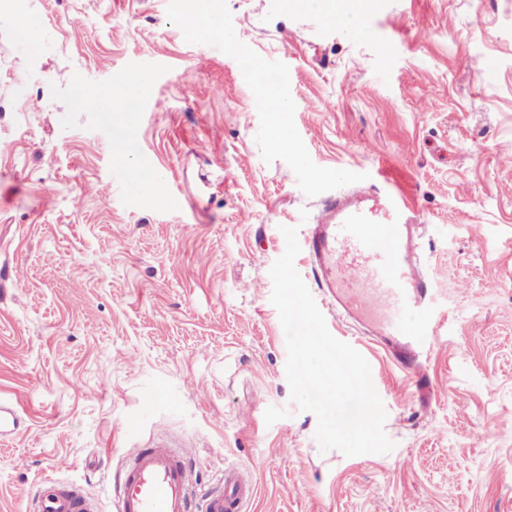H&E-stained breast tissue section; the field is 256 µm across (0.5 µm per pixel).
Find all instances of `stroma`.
Masks as SVG:
<instances>
[{
	"mask_svg": "<svg viewBox=\"0 0 512 512\" xmlns=\"http://www.w3.org/2000/svg\"><path fill=\"white\" fill-rule=\"evenodd\" d=\"M183 3L0 0V406L20 421L0 512H33L47 478L109 512L124 452L161 430L203 486L247 469L248 512H512V0H374L342 24L214 0L203 47ZM263 83L287 112L258 108ZM133 89L137 111L91 105ZM379 166L426 217L441 339L405 375L316 296L395 443L347 457L290 400L269 271L281 227Z\"/></svg>",
	"mask_w": 512,
	"mask_h": 512,
	"instance_id": "obj_1",
	"label": "stroma"
}]
</instances>
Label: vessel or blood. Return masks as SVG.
I'll list each match as a JSON object with an SVG mask.
<instances>
[{
    "label": "vessel or blood",
    "mask_w": 512,
    "mask_h": 512,
    "mask_svg": "<svg viewBox=\"0 0 512 512\" xmlns=\"http://www.w3.org/2000/svg\"><path fill=\"white\" fill-rule=\"evenodd\" d=\"M380 174L326 201L304 234L315 280L325 298L386 360L417 373L418 359L436 343L430 280L420 270L418 240L424 224L415 205ZM191 451L160 432L143 448L129 449L116 479L114 512H246L254 495L240 467L224 468L222 487L197 483ZM34 512H96L81 488L42 481Z\"/></svg>",
    "instance_id": "obj_1"
}]
</instances>
